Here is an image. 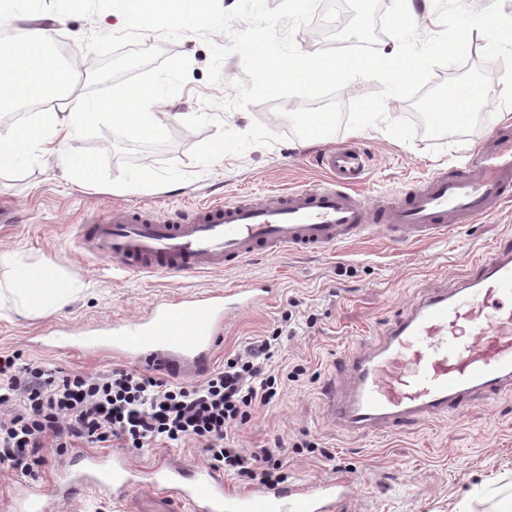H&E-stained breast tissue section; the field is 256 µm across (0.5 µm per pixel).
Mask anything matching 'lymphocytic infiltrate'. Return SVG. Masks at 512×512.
<instances>
[{"label":"lymphocytic infiltrate","mask_w":512,"mask_h":512,"mask_svg":"<svg viewBox=\"0 0 512 512\" xmlns=\"http://www.w3.org/2000/svg\"><path fill=\"white\" fill-rule=\"evenodd\" d=\"M280 347L269 336L228 359L203 382L182 386L165 377L129 367L90 375H64L43 366L0 356V467L31 472L44 438L60 448L81 442L100 448L119 444L142 448L184 439L203 445L210 461L228 474L261 483L285 477L279 450L261 448L243 454L233 429L243 424L256 403L277 395L276 378L266 365Z\"/></svg>","instance_id":"lymphocytic-infiltrate-1"}]
</instances>
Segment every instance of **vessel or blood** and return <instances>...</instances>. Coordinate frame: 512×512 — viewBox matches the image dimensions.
I'll return each instance as SVG.
<instances>
[{"label":"vessel or blood","mask_w":512,"mask_h":512,"mask_svg":"<svg viewBox=\"0 0 512 512\" xmlns=\"http://www.w3.org/2000/svg\"><path fill=\"white\" fill-rule=\"evenodd\" d=\"M318 165L329 176L322 184L274 192L259 202L242 197L204 205L179 224L116 207L87 231L98 257L113 269L167 277L264 253L337 248L372 229L401 244L433 241L512 201V133L505 130L490 133L463 168L433 171L390 198L372 201L362 193L368 168L363 150L336 148L320 155ZM269 294L243 284L178 296L80 343L89 352L106 349L177 376L199 377L210 367L225 319ZM342 362L345 381L332 390L329 407L345 431L397 432L417 417L511 391L512 249L499 247L472 260L458 287L431 289ZM88 466L100 490L135 486L124 462L92 458ZM149 479L160 512H339L353 491L349 481L336 478L231 492L206 466L167 462L155 464Z\"/></svg>","instance_id":"obj_1"}]
</instances>
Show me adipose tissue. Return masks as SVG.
I'll use <instances>...</instances> for the list:
<instances>
[{"label": "adipose tissue", "mask_w": 512, "mask_h": 512, "mask_svg": "<svg viewBox=\"0 0 512 512\" xmlns=\"http://www.w3.org/2000/svg\"><path fill=\"white\" fill-rule=\"evenodd\" d=\"M0 19L18 25L14 43L0 50V109L36 94L49 101L66 98L74 68L61 60L51 29L24 27L23 17L14 11L12 0H0ZM90 116V110L83 106L39 113L32 128L0 134V163L26 154L63 153L67 142ZM5 289L16 304L30 312H41L63 302L56 271L47 265L33 271L31 279L15 280Z\"/></svg>", "instance_id": "1"}]
</instances>
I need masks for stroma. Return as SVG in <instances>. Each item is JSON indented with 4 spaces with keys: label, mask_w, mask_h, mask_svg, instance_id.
Here are the masks:
<instances>
[{
    "label": "stroma",
    "mask_w": 512,
    "mask_h": 512,
    "mask_svg": "<svg viewBox=\"0 0 512 512\" xmlns=\"http://www.w3.org/2000/svg\"><path fill=\"white\" fill-rule=\"evenodd\" d=\"M122 27V20L109 10L93 19L66 17L59 27L56 37L65 41L68 60L76 65V93L85 91L92 69L82 39L94 31L114 34ZM213 43L226 46L230 39L224 33L212 34L207 42L191 33L172 42L154 34L143 39L144 46L188 57L190 69L183 90L158 108L170 144L139 151L135 160L152 168L175 164L186 181L91 192L65 176L54 156L25 157L0 166V206H14L21 216L20 223L0 224V255L15 258L14 263L0 264V283L48 260L57 265L61 286L69 291L63 308L39 314L17 311L11 300L0 301V355L17 353L22 362L66 373H100L124 366L125 358L68 348L61 338L103 334L112 321L142 316L153 303L182 294L264 282L272 286L273 295L225 323L212 363L222 368L227 358L284 322L294 327L292 334L283 335L269 366L282 382L280 395L269 405L256 406L236 430L239 448L281 444L292 483L349 480L354 494L342 512H496L512 492V395L479 397L462 409L416 418L393 435L337 428L326 388L342 380L344 370L337 359L345 350L374 335L429 289L453 287L475 255L512 241V205L480 223L459 225L441 241L395 244L373 231L324 253H282L168 278L113 272L83 245L80 226L114 206L176 216L199 203L259 199L308 185L324 177L314 157L349 143L369 155L366 195H397L437 168L461 167L497 126L496 114L503 109L502 62L488 67L489 99L480 125L470 134L433 140L420 134L406 143L379 123L345 129L301 149L289 121L275 112L273 103L219 108L220 100L233 96L231 83L244 78L245 69L239 55H230L222 66V83L210 84ZM181 112L191 113V120H178ZM218 144L224 147L220 161L210 156ZM51 328L57 329L59 341H44ZM83 453L80 447L59 451L48 441L32 474L0 470V512H15L19 497L33 495L42 498L45 512H134L130 497L105 496L93 485L75 483ZM125 454L143 472L160 461L186 465L206 460L202 448L190 440L165 448H129Z\"/></svg>",
    "instance_id": "obj_1"
}]
</instances>
